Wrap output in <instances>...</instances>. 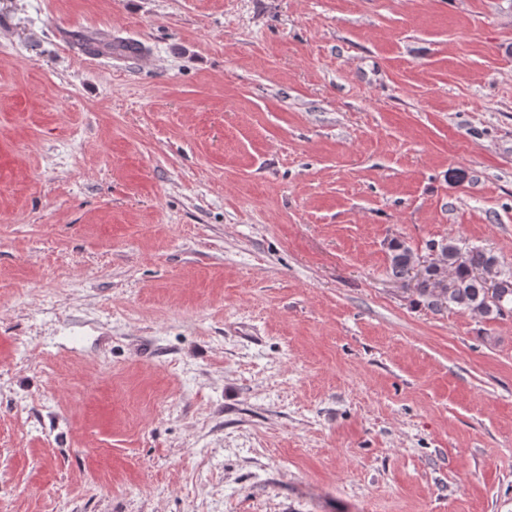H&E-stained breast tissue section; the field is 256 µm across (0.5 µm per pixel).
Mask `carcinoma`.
Returning <instances> with one entry per match:
<instances>
[{"label": "carcinoma", "mask_w": 512, "mask_h": 512, "mask_svg": "<svg viewBox=\"0 0 512 512\" xmlns=\"http://www.w3.org/2000/svg\"><path fill=\"white\" fill-rule=\"evenodd\" d=\"M438 248L440 264L429 267L415 283V292L428 307H458L489 319L512 316V273L500 272L502 287L493 299L488 297L484 281L476 277L480 269L498 267L497 257L478 246H460L452 241L443 240ZM389 250L392 276L405 277L416 254L397 240L391 241ZM450 271L454 287L442 293L438 284Z\"/></svg>", "instance_id": "cac0c4a2"}]
</instances>
